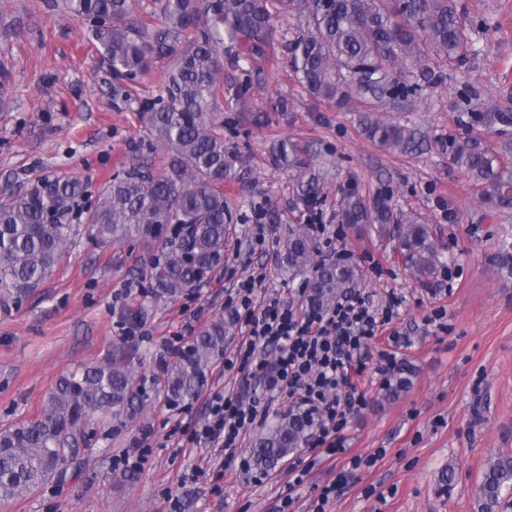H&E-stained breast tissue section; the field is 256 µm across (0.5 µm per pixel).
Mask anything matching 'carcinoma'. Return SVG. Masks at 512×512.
<instances>
[{"label":"carcinoma","mask_w":512,"mask_h":512,"mask_svg":"<svg viewBox=\"0 0 512 512\" xmlns=\"http://www.w3.org/2000/svg\"><path fill=\"white\" fill-rule=\"evenodd\" d=\"M161 22L151 26L135 15V0H62L70 17L89 23L91 42L112 72L115 92L124 93L155 59L169 60L165 92L140 100L137 119L169 158L168 172L155 176L133 158L100 191L95 204L81 206L85 186L56 179L0 201V305L29 296L52 277L76 246L81 220L97 247L166 237L151 266L155 299L171 302L198 285L224 258L233 205L224 180L234 155L224 142L214 99L224 88V67L290 57L299 83L313 97L345 108L406 102L418 84L406 73L425 75L429 62L450 61L467 50L466 24L453 0H155ZM295 15L297 25L280 34L275 22ZM252 80L234 86L240 112H248ZM364 135L389 148L407 150L414 135L405 127L370 116ZM451 161L495 208L512 210V170L504 158L475 139L459 141ZM269 162L288 174L295 200L308 210L323 202V175L308 151L291 140L271 145ZM336 216L343 224H374L380 239H398L399 249L420 282L438 269L439 255L422 224L393 223L391 198L367 201L355 189L342 193ZM316 242L307 224L285 225L282 263L311 273L307 301L315 308L336 303L360 279L349 263L314 262ZM233 317L218 318L172 366L166 380L171 401L192 396L212 356L224 348ZM134 357L118 352L100 365L61 375L46 394L39 414L0 430V499L22 498L63 477L86 452V428L93 419L132 416L139 409L133 386ZM312 420L289 414L268 426L249 448L259 468L272 469L308 441ZM512 487V455L488 458L478 498L481 512H495L502 491Z\"/></svg>","instance_id":"1"}]
</instances>
